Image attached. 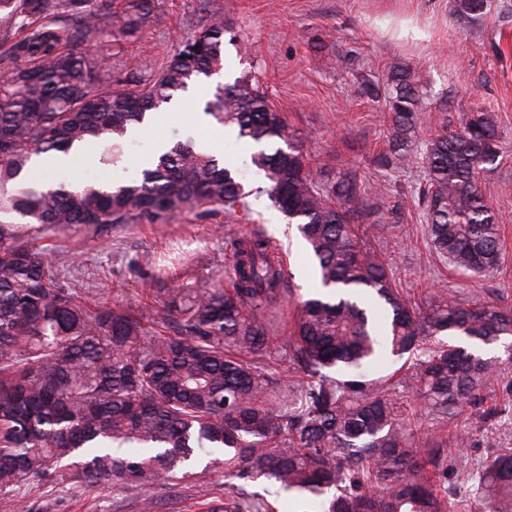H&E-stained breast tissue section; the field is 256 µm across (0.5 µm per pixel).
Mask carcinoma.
<instances>
[{
	"mask_svg": "<svg viewBox=\"0 0 512 512\" xmlns=\"http://www.w3.org/2000/svg\"><path fill=\"white\" fill-rule=\"evenodd\" d=\"M113 2L0 0V55L11 61L0 68V492L73 458L91 486L167 485L194 450L210 448L224 452V499L201 488L205 512H274L244 480L319 512H512V448L467 472L462 496L448 488L455 463L432 437L433 425L457 420L497 383L502 360L483 348L512 336V307L446 288L423 307L405 296L352 224L367 195L356 173L318 181L251 76L217 85L204 114L257 147L262 193L312 251L324 291L297 304L289 335H279L285 270L261 231L237 242L230 288H166L150 319L82 274L61 277L57 245L26 241L44 229L166 224L191 210L251 213L252 192L191 142L172 143L140 179L116 187L32 179L35 156L105 143L101 160L118 161L151 111L224 68V16L212 11L142 87L115 88L102 43L116 30L135 36L154 3L125 0L117 15ZM455 8L475 24L488 0ZM388 94L398 138L425 104L405 70ZM501 158L496 116L484 107L425 146L431 243L461 275L491 274L504 260L482 185ZM274 350L285 372H299L286 385L269 372ZM382 358L399 367L369 375ZM409 390L418 416L405 412Z\"/></svg>",
	"mask_w": 512,
	"mask_h": 512,
	"instance_id": "carcinoma-1",
	"label": "carcinoma"
}]
</instances>
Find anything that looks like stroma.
I'll list each match as a JSON object with an SVG mask.
<instances>
[{
  "instance_id": "stroma-1",
  "label": "stroma",
  "mask_w": 512,
  "mask_h": 512,
  "mask_svg": "<svg viewBox=\"0 0 512 512\" xmlns=\"http://www.w3.org/2000/svg\"><path fill=\"white\" fill-rule=\"evenodd\" d=\"M154 15L134 37H115L107 45L120 86L132 89L149 77V68L166 61L178 43L206 24L203 0H154ZM483 22L460 19L454 0H215L232 39L224 44V70L210 83L189 88L133 131L122 159L105 164L99 149L68 156L65 164L40 168V182L119 185L138 179L158 147L176 141L202 146L217 124L204 113L214 84L242 75L255 77L269 103L281 112L288 130L314 154L318 177L358 171L374 190L356 222L362 240L386 256L398 287L415 300L438 288L478 302L512 306V0H489ZM412 69L427 109L407 133L408 152L387 167L377 159L391 150V105L374 99L368 85L386 86L394 72ZM497 115L504 150L500 166L484 174L486 197L501 226L506 258L491 275L464 277L432 252L426 233L422 151L441 126L458 128L479 106ZM226 167L238 172L248 189L264 184L251 162V147L227 132L216 149ZM250 219L224 212L184 213L168 224H125L101 233L52 232L51 243L66 258L111 287L112 301L141 310L135 291L181 285L197 288L229 278L235 244L254 230L265 232L280 253L294 301L317 286L312 254L295 225L267 197L250 199ZM157 259L142 263L143 254ZM501 385L485 393L441 438L455 460L448 474L460 485L469 470L500 448H512V365L501 370ZM465 440H458V433ZM196 484L113 490L88 486L78 476L21 483L0 493V512H140L153 497L156 512H202Z\"/></svg>"
}]
</instances>
